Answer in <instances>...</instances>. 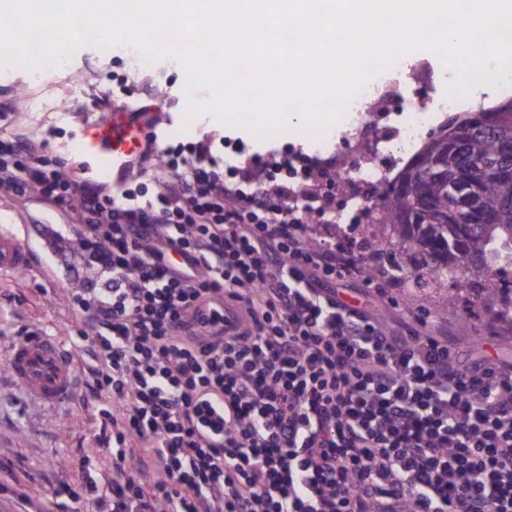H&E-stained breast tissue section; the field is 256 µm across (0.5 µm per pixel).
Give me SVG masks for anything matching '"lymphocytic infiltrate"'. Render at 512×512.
I'll use <instances>...</instances> for the list:
<instances>
[{"instance_id":"f902f5d3","label":"lymphocytic infiltrate","mask_w":512,"mask_h":512,"mask_svg":"<svg viewBox=\"0 0 512 512\" xmlns=\"http://www.w3.org/2000/svg\"><path fill=\"white\" fill-rule=\"evenodd\" d=\"M208 153L146 146L141 164L189 169L149 198L0 138V189L73 213L101 274L71 297V343L108 397L112 477L74 464L55 512H512V365L338 297L389 282L309 239L294 200L336 198L319 164L271 190L237 166L219 192Z\"/></svg>"}]
</instances>
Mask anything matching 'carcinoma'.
<instances>
[{
	"label": "carcinoma",
	"instance_id": "carcinoma-1",
	"mask_svg": "<svg viewBox=\"0 0 512 512\" xmlns=\"http://www.w3.org/2000/svg\"><path fill=\"white\" fill-rule=\"evenodd\" d=\"M500 153L499 137L492 133L468 135L464 147L426 143L405 166L406 187L395 199L387 188L373 200L378 221L391 229L393 244L400 246L405 263L394 261L397 271L412 268L418 278L429 279L438 271L457 270L459 276L478 285L474 294L496 295L495 288H481L497 268L512 267V179L488 175L474 161L494 159ZM448 169V183L476 191L484 221L459 218L458 201L445 190L436 175V164ZM416 224H403L400 212L418 207Z\"/></svg>",
	"mask_w": 512,
	"mask_h": 512
}]
</instances>
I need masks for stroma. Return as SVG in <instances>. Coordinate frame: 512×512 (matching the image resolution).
<instances>
[{
	"mask_svg": "<svg viewBox=\"0 0 512 512\" xmlns=\"http://www.w3.org/2000/svg\"><path fill=\"white\" fill-rule=\"evenodd\" d=\"M28 74L24 66L0 61V136L24 134L43 154L73 170L80 163L74 152L76 136L104 109L150 106L163 145H171L173 127L185 125L192 129L191 141H212L213 155L222 164H240L246 155L259 161L271 153L300 152L307 139L300 131L291 137L278 133L258 138L226 127L208 114L185 118L189 100L206 99L209 92L187 93L188 77L170 57L160 59L154 68L137 57H105L99 48L85 46L53 71L46 84L32 85ZM35 96L48 101V110L30 111L29 101ZM1 224L12 225L31 257L27 270L0 277V462L11 464L17 476L0 489V512H8V499L17 493L52 499L62 474L61 461L86 457L93 468L103 470L111 468L112 459L93 438L101 427L98 411L104 400L95 396L88 382H81L70 405L40 407L28 402L6 365L7 352L23 327L39 326L64 341L82 328V316L70 297L89 287L91 280L76 277L72 271L76 257L48 249L43 232L50 225L73 238L79 226L61 210L45 205L37 193L20 198L0 190ZM395 278L396 288L385 295L348 281L340 285L339 297L352 306L373 309L394 328L427 316L428 330L449 331L463 354L487 353L512 364V324L499 320L495 304L477 299L462 278L450 279L442 290L412 288L400 272ZM443 297L450 308L446 314L435 305Z\"/></svg>",
	"mask_w": 512,
	"mask_h": 512,
	"instance_id": "1",
	"label": "stroma"
}]
</instances>
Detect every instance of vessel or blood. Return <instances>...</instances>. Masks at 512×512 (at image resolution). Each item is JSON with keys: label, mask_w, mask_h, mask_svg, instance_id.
Returning <instances> with one entry per match:
<instances>
[{"label": "vessel or blood", "mask_w": 512, "mask_h": 512, "mask_svg": "<svg viewBox=\"0 0 512 512\" xmlns=\"http://www.w3.org/2000/svg\"><path fill=\"white\" fill-rule=\"evenodd\" d=\"M148 126L130 120L124 112L101 113L94 126L77 140L78 154L88 159L100 177L131 163L148 141ZM30 264L27 249L8 227L0 228V272L19 273ZM7 363L14 382L25 396L40 405L68 402L77 384L70 355L56 337L31 328L11 347Z\"/></svg>", "instance_id": "vessel-or-blood-1"}]
</instances>
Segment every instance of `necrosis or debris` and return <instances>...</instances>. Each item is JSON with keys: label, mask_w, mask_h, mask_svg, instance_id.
<instances>
[{"label": "necrosis or debris", "mask_w": 512, "mask_h": 512, "mask_svg": "<svg viewBox=\"0 0 512 512\" xmlns=\"http://www.w3.org/2000/svg\"><path fill=\"white\" fill-rule=\"evenodd\" d=\"M451 80L442 57L430 65L396 60L352 98L337 125L311 138L309 156L328 164L341 200L335 211L319 215L311 201L297 198L308 222L367 223L369 191L389 182L391 161L417 152L424 134L441 117L466 105V97L447 93Z\"/></svg>", "instance_id": "obj_1"}]
</instances>
